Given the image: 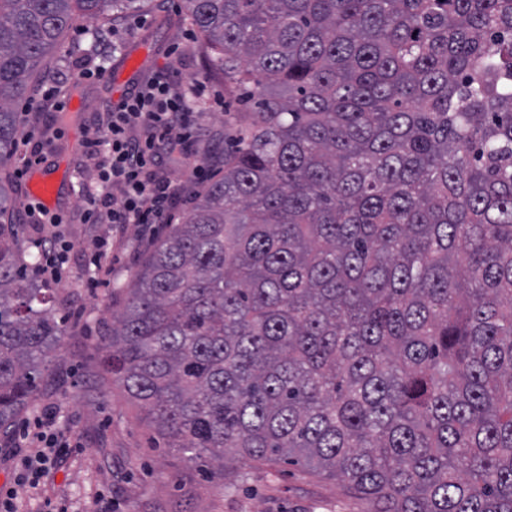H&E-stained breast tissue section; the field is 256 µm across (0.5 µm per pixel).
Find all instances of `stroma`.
I'll return each instance as SVG.
<instances>
[{
    "mask_svg": "<svg viewBox=\"0 0 512 512\" xmlns=\"http://www.w3.org/2000/svg\"><path fill=\"white\" fill-rule=\"evenodd\" d=\"M127 23L124 17L117 22L121 48L114 56L105 60L94 53L62 65L75 73L102 62L115 72V82L89 85L73 77L65 96L74 107L46 109L31 122L47 143L45 169L61 180L56 207L67 216L62 230L75 249L65 256L61 281L44 292L50 307L63 310L66 334L30 406L0 428V493H10L19 512H367V501L342 482L299 466L229 456L218 474L190 462L155 432L145 410L103 367L101 338L123 303L121 290L168 227L151 224L141 235L132 225L83 223L80 210L93 175L82 142L104 99H119L158 67L169 66L186 80L205 75L198 39L185 28L159 25L153 16L139 29ZM223 124V113L200 111L184 162L166 167L174 182H188L189 168L200 158L223 154L224 140L216 135ZM99 238L112 243V272L104 286L91 288ZM48 406L56 408L60 436L69 445L58 450L34 487L20 481L13 450L25 425Z\"/></svg>",
    "mask_w": 512,
    "mask_h": 512,
    "instance_id": "1",
    "label": "stroma"
}]
</instances>
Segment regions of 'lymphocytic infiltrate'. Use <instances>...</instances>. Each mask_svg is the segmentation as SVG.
Wrapping results in <instances>:
<instances>
[{"label":"lymphocytic infiltrate","instance_id":"f902f5d3","mask_svg":"<svg viewBox=\"0 0 512 512\" xmlns=\"http://www.w3.org/2000/svg\"><path fill=\"white\" fill-rule=\"evenodd\" d=\"M188 86L189 94H181L164 65L147 81L128 89L116 103L105 106L92 137L86 141L87 157L95 172V190L84 213L85 223L124 228L171 221L175 195L158 168L174 159L177 147L188 138L193 126L189 99L205 97L213 108L224 107L223 94L210 89L205 80L190 79ZM25 213L29 223L56 228L52 244L38 238L33 245L44 256L40 277L61 279L63 255L74 247L59 231L64 222L62 215L33 204L26 206ZM56 422V411L49 407L26 432L25 440L35 450L21 457L20 467L31 484H39L57 446Z\"/></svg>","mask_w":512,"mask_h":512}]
</instances>
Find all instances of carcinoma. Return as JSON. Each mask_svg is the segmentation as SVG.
I'll return each instance as SVG.
<instances>
[{
  "label": "carcinoma",
  "mask_w": 512,
  "mask_h": 512,
  "mask_svg": "<svg viewBox=\"0 0 512 512\" xmlns=\"http://www.w3.org/2000/svg\"><path fill=\"white\" fill-rule=\"evenodd\" d=\"M241 92L224 170L150 253L108 372L192 461H287L368 512H512V0H0V240L19 106L125 13ZM0 243V427L65 317Z\"/></svg>",
  "instance_id": "1"
}]
</instances>
